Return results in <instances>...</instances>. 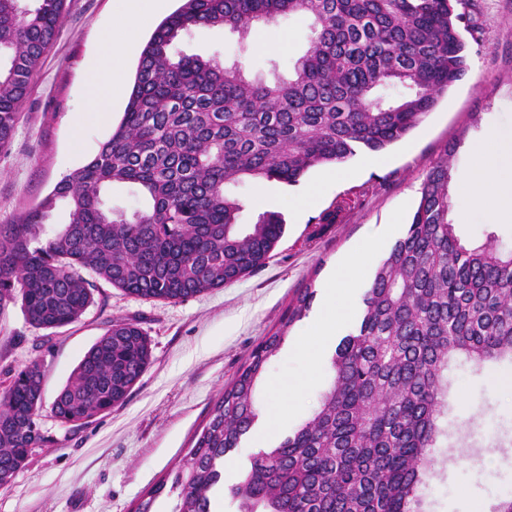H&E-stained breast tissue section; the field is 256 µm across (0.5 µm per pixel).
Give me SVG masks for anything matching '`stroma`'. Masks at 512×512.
Masks as SVG:
<instances>
[{
  "label": "stroma",
  "instance_id": "obj_1",
  "mask_svg": "<svg viewBox=\"0 0 512 512\" xmlns=\"http://www.w3.org/2000/svg\"><path fill=\"white\" fill-rule=\"evenodd\" d=\"M469 68L404 139L384 151L383 166H367L366 151L336 168H312L302 184L247 183L239 221L280 213L285 232L265 266L233 284L179 302L145 300L101 284L81 319L55 331L51 341L31 327L20 305L0 307V389L6 370L39 362L45 409L39 419L47 442L35 449L12 482L0 487V512H133L142 492L172 468L189 448L225 385L232 382L259 342L278 329L286 337L269 361L255 399L258 431L228 452L225 485L240 483L251 454L273 447L317 407L330 383L328 364L312 367L299 344H315L310 317L284 327L297 292L321 291L328 272L367 237H384L368 254L354 288L353 308L337 330L352 332L375 266L404 236L425 175L447 157L452 206L448 219L463 243L492 234L512 247V220L490 221L470 201L467 173L472 144L488 130L512 132V0H468L464 9ZM117 20L115 0H67L59 31L34 72L19 112L12 144L0 154V228L34 208L66 175L87 164L119 124L125 102L93 119L86 74L100 33ZM310 21L283 17L252 26L250 50L239 53V35L202 27L178 44L181 53L221 54L242 62L247 75L266 82L288 79L308 46ZM325 181L321 195L301 204L303 184ZM138 324L149 338L152 362L126 403L74 427L59 422L49 406L86 351L113 321ZM512 376L503 358L474 372L457 362L448 372V437L432 453L438 461L424 489V512H494L512 497V392L495 384Z\"/></svg>",
  "mask_w": 512,
  "mask_h": 512
}]
</instances>
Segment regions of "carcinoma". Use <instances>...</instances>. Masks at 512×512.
I'll use <instances>...</instances> for the list:
<instances>
[{"instance_id": "carcinoma-1", "label": "carcinoma", "mask_w": 512, "mask_h": 512, "mask_svg": "<svg viewBox=\"0 0 512 512\" xmlns=\"http://www.w3.org/2000/svg\"><path fill=\"white\" fill-rule=\"evenodd\" d=\"M462 0H182L144 47L119 125L83 167L0 230V307L18 303L38 330L79 320L103 281L127 294L183 301L233 284L266 264L281 215L239 223L234 188L294 185L311 168L408 135L468 70ZM66 0H0V153L55 39ZM311 19L293 77L248 78L218 57L175 55L199 27L229 28L249 49L250 25ZM448 157L427 172L406 234L376 267L357 328L330 361L312 415L249 460L224 488V456L256 426L257 383L285 330L265 337L224 387L178 465L144 491L135 512H213L225 489L239 512H422L431 448L445 435L448 366L512 356V250L495 235L465 245L448 221ZM128 184L143 206L128 215L108 192ZM69 220L43 226L58 205ZM296 297L285 326L309 310ZM148 337L117 320L85 353L51 412L81 426L122 406L151 364ZM0 393V473L22 469L46 442L38 420L43 372L8 370Z\"/></svg>"}]
</instances>
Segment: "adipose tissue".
<instances>
[{
    "label": "adipose tissue",
    "instance_id": "adipose-tissue-1",
    "mask_svg": "<svg viewBox=\"0 0 512 512\" xmlns=\"http://www.w3.org/2000/svg\"><path fill=\"white\" fill-rule=\"evenodd\" d=\"M119 44L120 40L115 35L106 34L100 39L98 57L88 78L93 100L109 98L118 101L128 92L126 72L113 62ZM473 151L479 157L469 180L473 205L486 209L490 219L512 218V183L503 184L497 177L499 167L512 166V138H503L498 131L492 130L474 146ZM370 248V243H363L326 281L322 305L311 322L314 334L321 336L322 341L302 350L311 364L320 363L323 340L335 335L343 315L349 310L348 296Z\"/></svg>",
    "mask_w": 512,
    "mask_h": 512
}]
</instances>
